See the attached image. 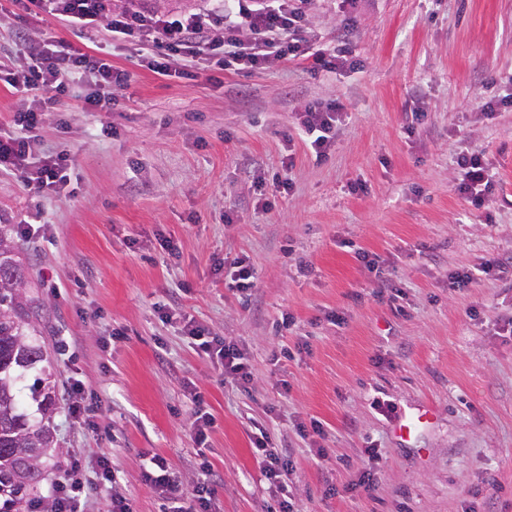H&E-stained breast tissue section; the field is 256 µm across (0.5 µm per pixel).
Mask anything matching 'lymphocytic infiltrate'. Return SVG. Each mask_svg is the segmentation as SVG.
I'll list each match as a JSON object with an SVG mask.
<instances>
[{
    "label": "lymphocytic infiltrate",
    "instance_id": "f902f5d3",
    "mask_svg": "<svg viewBox=\"0 0 512 512\" xmlns=\"http://www.w3.org/2000/svg\"><path fill=\"white\" fill-rule=\"evenodd\" d=\"M23 10H40L73 25L92 27L107 20L114 35L138 43L150 70L166 75L186 70L187 57L203 54L214 59L219 69L238 66L253 70L274 62L307 55L315 34L310 27V0H229L205 12L169 16L148 9L112 10L110 0H16ZM28 44L23 64L7 71L4 78L18 92L32 93L31 101L19 103L11 112L7 131L0 132V171L19 175L29 193V207L41 211L42 201L62 195L67 185L70 154L65 148L43 151L35 136L45 112L56 109L61 99L71 97L85 85L81 103L89 112L112 109V92L126 88L127 71L113 68L108 59L74 50L54 36L29 44L26 31L16 35ZM343 114L336 103L311 102L297 115L299 131L308 138L317 159H325ZM459 173L457 190L474 208H482L495 187V175L483 152L465 149L455 157ZM186 335L197 340L199 350L215 360L225 379L243 386L252 380L245 356L235 343L212 335L195 321L184 325ZM262 476L271 489L268 512H295L284 481L293 469L286 449L271 445L268 435L254 441ZM152 468L143 480L161 498L173 502L172 512H212L214 474L208 462H200L191 489H183L178 474L168 471L167 460L151 458ZM104 492L106 512H133L109 459L88 466L80 454L66 459L59 477L48 490L52 512H85L91 493Z\"/></svg>",
    "mask_w": 512,
    "mask_h": 512
}]
</instances>
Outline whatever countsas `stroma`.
<instances>
[{"instance_id": "obj_1", "label": "stroma", "mask_w": 512, "mask_h": 512, "mask_svg": "<svg viewBox=\"0 0 512 512\" xmlns=\"http://www.w3.org/2000/svg\"><path fill=\"white\" fill-rule=\"evenodd\" d=\"M309 13L318 49L349 47L360 69L317 73L308 56L191 83L149 70L106 22L89 31L0 0V67L22 63L23 28L105 51L131 75L110 114L74 99L37 132L48 149L67 139L75 194L45 200L39 231L19 240L29 293L58 385L81 379L102 401L92 429L58 405L60 449L43 466L54 478L70 451L91 466L109 458L134 512H165L142 475L157 453L194 481L196 393L212 419L215 512H263L259 427L296 451L288 490L300 512H512V279L448 287L450 270L512 258V109L482 114L512 73V0H311ZM312 100L344 112L322 162L294 129ZM417 107L427 124L414 125ZM471 144L496 179L478 211L454 164ZM282 173L293 190L266 211L257 181ZM360 249L381 255L383 281ZM236 256L255 270L244 298L217 269ZM172 305L243 350L249 389L165 320ZM285 313L295 323L281 333ZM425 409L429 425L396 434ZM312 418L330 450L319 464L295 428ZM367 472L371 486L358 487Z\"/></svg>"}]
</instances>
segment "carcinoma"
Masks as SVG:
<instances>
[{"label":"carcinoma","mask_w":512,"mask_h":512,"mask_svg":"<svg viewBox=\"0 0 512 512\" xmlns=\"http://www.w3.org/2000/svg\"><path fill=\"white\" fill-rule=\"evenodd\" d=\"M15 234L16 225L0 224V512H25L40 501L58 395L50 355L34 339L39 306L26 295L29 265ZM28 398L39 401L40 419L26 413Z\"/></svg>","instance_id":"obj_1"}]
</instances>
